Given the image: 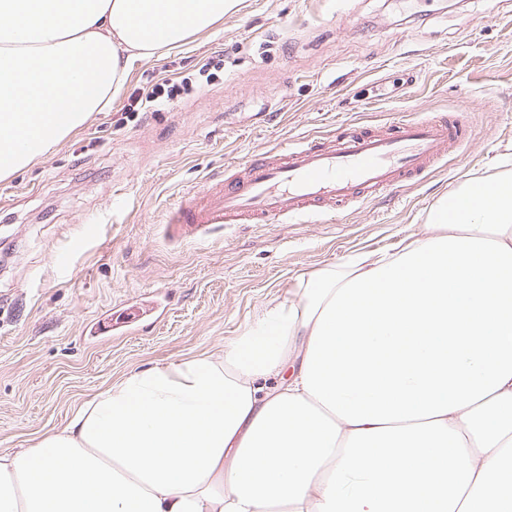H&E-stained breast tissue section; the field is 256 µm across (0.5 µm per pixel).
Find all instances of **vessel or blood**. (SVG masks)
I'll return each mask as SVG.
<instances>
[{"instance_id": "obj_1", "label": "vessel or blood", "mask_w": 512, "mask_h": 512, "mask_svg": "<svg viewBox=\"0 0 512 512\" xmlns=\"http://www.w3.org/2000/svg\"><path fill=\"white\" fill-rule=\"evenodd\" d=\"M466 123L456 115L416 116L382 126L344 124L336 133L305 137L239 161L200 192L178 200L168 222L183 239L202 240L219 224H290L342 216L374 195L431 174L459 150ZM168 297L152 292L112 306L86 331L106 339L157 324Z\"/></svg>"}]
</instances>
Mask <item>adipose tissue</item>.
<instances>
[{
	"label": "adipose tissue",
	"mask_w": 512,
	"mask_h": 512,
	"mask_svg": "<svg viewBox=\"0 0 512 512\" xmlns=\"http://www.w3.org/2000/svg\"><path fill=\"white\" fill-rule=\"evenodd\" d=\"M235 0H0V180ZM0 451V512H512V170Z\"/></svg>",
	"instance_id": "obj_1"
}]
</instances>
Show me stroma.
Here are the masks:
<instances>
[{"instance_id":"1","label":"stroma","mask_w":512,"mask_h":512,"mask_svg":"<svg viewBox=\"0 0 512 512\" xmlns=\"http://www.w3.org/2000/svg\"><path fill=\"white\" fill-rule=\"evenodd\" d=\"M223 55L224 72L158 112L141 84ZM467 114L462 152L341 222L168 234L181 194L285 140L424 113ZM512 161V0H238L214 29L134 60L108 110L0 181V450L28 447L124 372L219 347L299 277L392 250L442 192ZM159 324L92 343L85 325L148 291Z\"/></svg>"}]
</instances>
